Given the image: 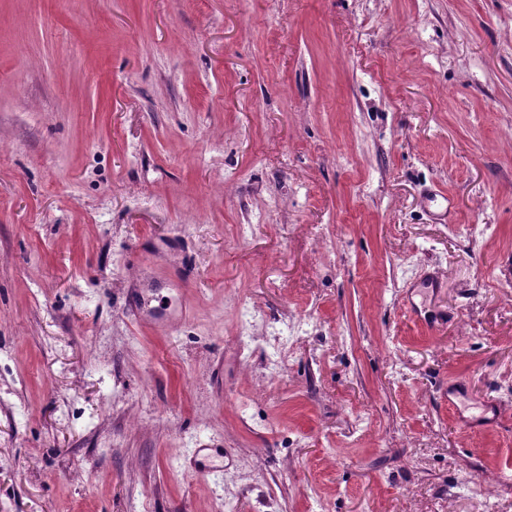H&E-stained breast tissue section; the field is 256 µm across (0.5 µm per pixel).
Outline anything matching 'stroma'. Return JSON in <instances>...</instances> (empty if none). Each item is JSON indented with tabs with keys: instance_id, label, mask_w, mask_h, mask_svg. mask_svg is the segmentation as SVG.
I'll return each instance as SVG.
<instances>
[{
	"instance_id": "stroma-1",
	"label": "stroma",
	"mask_w": 512,
	"mask_h": 512,
	"mask_svg": "<svg viewBox=\"0 0 512 512\" xmlns=\"http://www.w3.org/2000/svg\"><path fill=\"white\" fill-rule=\"evenodd\" d=\"M510 471L512 0H0V512H512ZM192 464L195 469L214 470L224 465V451L220 448H197L193 452Z\"/></svg>"
}]
</instances>
